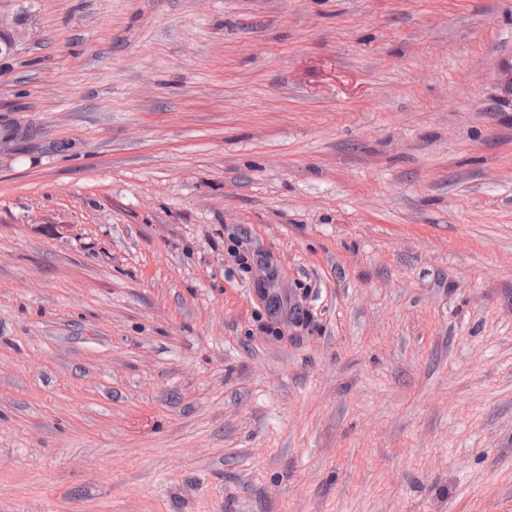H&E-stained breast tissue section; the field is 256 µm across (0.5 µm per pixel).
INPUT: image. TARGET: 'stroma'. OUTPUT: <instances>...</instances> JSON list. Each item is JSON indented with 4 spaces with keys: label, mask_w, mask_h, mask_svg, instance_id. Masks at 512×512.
<instances>
[{
    "label": "stroma",
    "mask_w": 512,
    "mask_h": 512,
    "mask_svg": "<svg viewBox=\"0 0 512 512\" xmlns=\"http://www.w3.org/2000/svg\"><path fill=\"white\" fill-rule=\"evenodd\" d=\"M0 512H512V0H0Z\"/></svg>",
    "instance_id": "35a3bbf8"
}]
</instances>
